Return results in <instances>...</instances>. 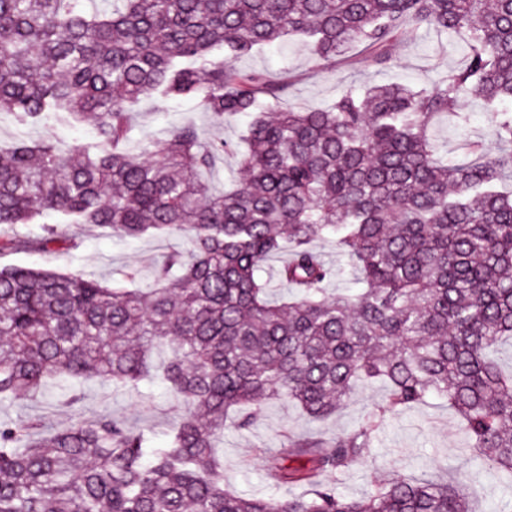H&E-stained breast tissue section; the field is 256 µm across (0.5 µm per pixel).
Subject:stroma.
Here are the masks:
<instances>
[{
	"mask_svg": "<svg viewBox=\"0 0 512 512\" xmlns=\"http://www.w3.org/2000/svg\"><path fill=\"white\" fill-rule=\"evenodd\" d=\"M464 53L461 35L413 28L396 44L392 65L382 71L367 62L361 47H352L347 58L331 67L319 64L308 46L294 39L275 42L237 59L235 65L274 81L287 82L285 105L323 109L351 85L401 82L417 89L430 86L443 72L460 64ZM457 108L470 117L466 134H459L448 118L433 130L441 151L452 156L461 154L465 138L490 134L487 116L478 102L463 98ZM246 122L242 116L220 124L195 102L165 101L153 96L142 98L135 105L131 136L136 140L160 138L190 124L202 137L235 143ZM47 137L65 146H89L96 140L95 128L88 122H64L48 115L35 124L23 126L9 113L0 112V147L12 146L22 139L36 141ZM51 228L75 238L76 247L13 253L7 255V262L94 277L125 288H144L150 285L154 266L167 252L189 249L182 236L162 240L112 237L69 224L58 212L39 217L33 224L16 225L13 231L21 236L39 237ZM383 396L381 386L360 387L334 417L324 422L310 420L288 399L267 403L251 429H225V483L243 494L291 495V487L270 485L266 471L270 453L288 437L301 439L354 431L381 404ZM103 413L127 426L146 430L152 446L162 447L167 443L168 429L180 419L182 407L157 380L142 383L135 392L90 383L85 386L81 400L72 406L64 398L50 394L36 401L23 396L0 402L2 420L41 415L56 427ZM374 448L372 457L352 464L343 474L340 489L344 494L367 495L375 480L396 470L407 476L449 482L469 496L477 512H502L512 504V484L501 480L466 451L460 421L442 400L432 398L387 413Z\"/></svg>",
	"mask_w": 512,
	"mask_h": 512,
	"instance_id": "35a3bbf8",
	"label": "stroma"
}]
</instances>
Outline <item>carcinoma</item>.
Returning a JSON list of instances; mask_svg holds the SVG:
<instances>
[{"mask_svg":"<svg viewBox=\"0 0 512 512\" xmlns=\"http://www.w3.org/2000/svg\"><path fill=\"white\" fill-rule=\"evenodd\" d=\"M0 0V112L91 118L97 142L0 150V227L61 212L119 237L188 234L149 288L0 265V401L159 379L183 407L162 448L109 415L62 428L0 421V512H472L452 485L389 475L351 498L332 478L373 454L385 413L431 397L460 417L467 449L512 482V374L490 350L512 338V0ZM463 36V65L431 87L346 89L325 109L280 106L285 86L231 60L285 37L332 63L353 45L378 68L409 27ZM191 99L222 124L245 115V149L192 125L135 144L147 96ZM482 105L497 152L441 159L432 130ZM244 177L215 190V159ZM332 239L362 287L327 291ZM76 246L4 235L0 253ZM293 290L270 298L267 265ZM362 383L385 405L352 433L268 458L278 486L224 488V429L286 398L324 421Z\"/></svg>","mask_w":512,"mask_h":512,"instance_id":"1","label":"carcinoma"}]
</instances>
